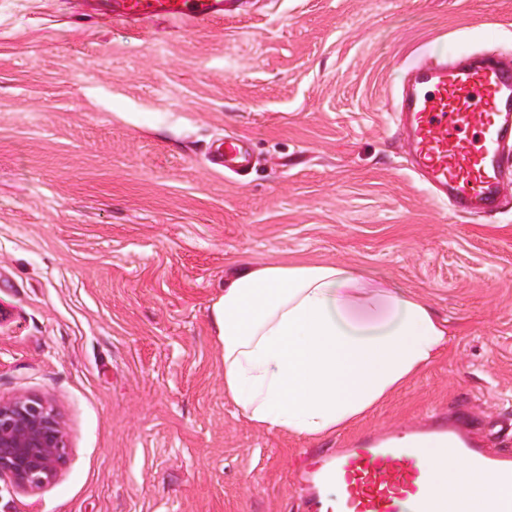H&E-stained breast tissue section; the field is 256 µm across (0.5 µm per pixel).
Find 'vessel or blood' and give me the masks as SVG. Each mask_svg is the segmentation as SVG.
<instances>
[{
  "instance_id": "b4317fda",
  "label": "vessel or blood",
  "mask_w": 512,
  "mask_h": 512,
  "mask_svg": "<svg viewBox=\"0 0 512 512\" xmlns=\"http://www.w3.org/2000/svg\"><path fill=\"white\" fill-rule=\"evenodd\" d=\"M113 19L145 27L164 19L180 29L228 13V0H105ZM395 127L412 170L454 212L481 216L500 208L512 184V61L489 56H427L408 67L394 94ZM214 165L238 171L249 154L225 139ZM494 475L498 495L485 512H512V455L473 437L465 417L432 415L401 437L366 432L340 448L307 454L297 481L303 512H448L429 487L430 465L449 457Z\"/></svg>"
}]
</instances>
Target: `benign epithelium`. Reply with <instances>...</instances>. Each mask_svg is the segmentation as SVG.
Returning <instances> with one entry per match:
<instances>
[{
  "mask_svg": "<svg viewBox=\"0 0 512 512\" xmlns=\"http://www.w3.org/2000/svg\"><path fill=\"white\" fill-rule=\"evenodd\" d=\"M68 454L62 421L45 398L0 399V480L22 491L54 481Z\"/></svg>",
  "mask_w": 512,
  "mask_h": 512,
  "instance_id": "1",
  "label": "benign epithelium"
}]
</instances>
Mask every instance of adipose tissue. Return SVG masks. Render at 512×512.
Segmentation results:
<instances>
[{
	"label": "adipose tissue",
	"instance_id": "ef3b65f1",
	"mask_svg": "<svg viewBox=\"0 0 512 512\" xmlns=\"http://www.w3.org/2000/svg\"><path fill=\"white\" fill-rule=\"evenodd\" d=\"M212 318L225 399L251 426L303 439L350 427L450 342L447 322L421 296L337 263H242ZM429 480L465 512H484L497 490L464 462L432 470Z\"/></svg>",
	"mask_w": 512,
	"mask_h": 512
}]
</instances>
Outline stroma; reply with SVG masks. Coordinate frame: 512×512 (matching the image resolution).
<instances>
[{
    "mask_svg": "<svg viewBox=\"0 0 512 512\" xmlns=\"http://www.w3.org/2000/svg\"><path fill=\"white\" fill-rule=\"evenodd\" d=\"M0 0V399L68 456L0 512H299L298 454L224 398L211 306L240 262H335L448 322V352L346 436L468 407L512 449V196L471 217L408 170L392 92L428 54L512 56V0H249L179 37ZM243 139L245 175L212 167Z\"/></svg>",
    "mask_w": 512,
    "mask_h": 512,
    "instance_id": "obj_1",
    "label": "stroma"
}]
</instances>
